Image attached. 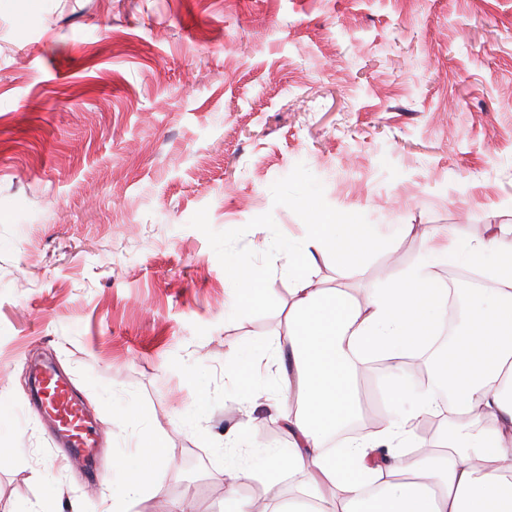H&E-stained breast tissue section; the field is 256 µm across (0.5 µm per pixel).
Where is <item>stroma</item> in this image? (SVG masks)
<instances>
[{
    "instance_id": "stroma-1",
    "label": "stroma",
    "mask_w": 512,
    "mask_h": 512,
    "mask_svg": "<svg viewBox=\"0 0 512 512\" xmlns=\"http://www.w3.org/2000/svg\"><path fill=\"white\" fill-rule=\"evenodd\" d=\"M313 207L412 225L358 276L310 266L358 297L428 233L512 220V0H0V512L112 507L31 399L39 357L93 417L99 468L162 438L139 512H224L225 435L257 474L287 452L280 360L250 404L224 357L283 333L281 244ZM231 278L237 283V296L250 304H260L263 300L265 288H262L257 278L251 273L243 272L242 268H233Z\"/></svg>"
}]
</instances>
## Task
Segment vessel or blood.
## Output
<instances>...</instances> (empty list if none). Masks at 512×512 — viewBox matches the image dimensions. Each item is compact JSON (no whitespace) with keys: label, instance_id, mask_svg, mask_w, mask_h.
Returning a JSON list of instances; mask_svg holds the SVG:
<instances>
[{"label":"vessel or blood","instance_id":"b4317fda","mask_svg":"<svg viewBox=\"0 0 512 512\" xmlns=\"http://www.w3.org/2000/svg\"><path fill=\"white\" fill-rule=\"evenodd\" d=\"M35 400L50 422L57 441L68 449L72 463L83 468L89 481L108 482V474L98 470L93 461L96 442L91 417L67 383L60 381L52 371H43Z\"/></svg>","mask_w":512,"mask_h":512}]
</instances>
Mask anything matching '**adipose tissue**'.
I'll return each mask as SVG.
<instances>
[{
	"label": "adipose tissue",
	"instance_id": "obj_1",
	"mask_svg": "<svg viewBox=\"0 0 512 512\" xmlns=\"http://www.w3.org/2000/svg\"><path fill=\"white\" fill-rule=\"evenodd\" d=\"M380 238L379 225L319 213L293 250L287 330L254 352L258 362L271 353L288 358L278 392L291 446L269 456L272 479L256 502L240 493L254 477L239 463L244 450L227 442L224 512H512V267L502 262L512 254V225H490L481 239L435 231L417 265L361 300L342 287H312V252L335 256L353 239L364 253ZM439 266L473 268L488 282L461 291L468 309L455 372L433 355L426 385L396 380L394 393L410 398L408 409L393 408L380 429L326 448L359 416V361L376 351L409 356L423 349L427 329L447 320L448 289L433 274ZM439 414L448 430L429 450L415 428ZM149 446V460L121 462L127 485L113 491L112 512H132L146 463L168 464L161 437ZM282 474L295 485L281 488Z\"/></svg>",
	"mask_w": 512,
	"mask_h": 512
}]
</instances>
